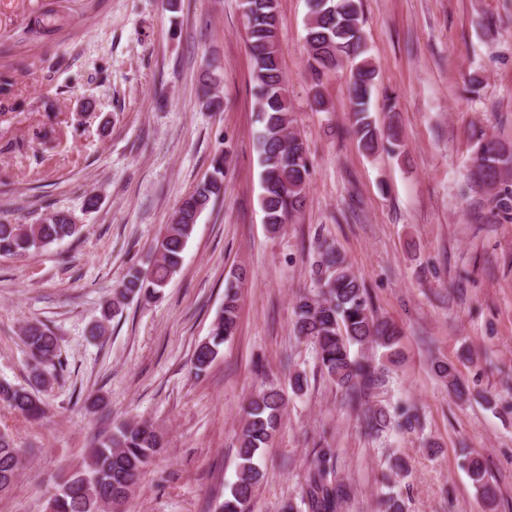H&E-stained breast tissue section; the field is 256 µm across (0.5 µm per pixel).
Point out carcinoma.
<instances>
[{"mask_svg": "<svg viewBox=\"0 0 512 512\" xmlns=\"http://www.w3.org/2000/svg\"><path fill=\"white\" fill-rule=\"evenodd\" d=\"M244 8L258 121L262 125L257 136L262 168L260 207L268 231L277 233L288 217L305 204L310 161L306 144L292 131L286 77L279 57V0H244ZM305 44L311 103L315 110L331 111L321 91L322 79L344 61L351 60L355 68L349 103L354 117L352 131L359 147L368 155L376 154L384 144L393 150L399 148L398 126H389L383 134L369 113L376 70L366 57L361 0H310ZM225 162V154L215 156L210 175L177 204L170 224L156 245L151 268L129 269L113 298L105 302L103 321L91 329L92 336L105 335V322L121 312L129 299L141 298L147 302L158 299L180 272L183 251L199 216L224 195ZM511 172L512 146L494 137H481L469 174L474 188L492 191ZM81 232V225L71 223L65 211H57L53 217L35 224L1 221L0 256L26 257ZM314 275L316 289L298 296L294 305L295 335L314 344L322 374L344 391L350 404L359 406L362 391L382 385L384 374L369 358L351 355V348L375 347L394 366L400 358L401 330L374 313L363 282L351 270L345 256L326 239L317 241ZM244 279V273L237 272L225 281L224 306L210 334L197 344L193 353V369L198 376L210 367L221 346L235 334L238 291ZM23 336L28 356V386L0 380V404L30 420H38L44 413L40 393L51 384L53 376L49 368L61 366L58 342L41 322L27 323ZM432 371L457 396L465 395L466 387L452 362L438 359L433 362ZM287 406L284 391L273 385L249 401L237 439L236 480L216 512H250L254 490L262 477L255 459L274 436ZM396 417L399 426L405 428L418 422L417 415L403 407L391 411L371 406L363 410V423L371 433L386 430ZM161 448V434L147 422L116 427L110 435L96 441L81 467L61 479L50 500V512H109L111 504L123 507ZM21 460V449L10 435L0 432V495L14 486ZM463 467L486 507H492L496 489L482 460L467 454L463 457ZM346 502L345 487L336 478L334 449L319 448L305 473L300 503L288 501L282 510L342 512Z\"/></svg>", "mask_w": 512, "mask_h": 512, "instance_id": "obj_1", "label": "carcinoma"}]
</instances>
